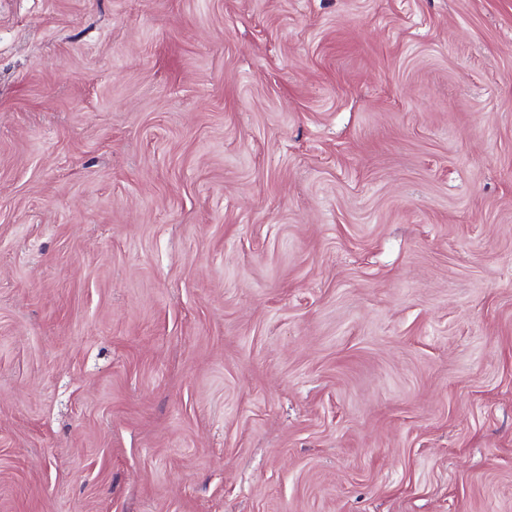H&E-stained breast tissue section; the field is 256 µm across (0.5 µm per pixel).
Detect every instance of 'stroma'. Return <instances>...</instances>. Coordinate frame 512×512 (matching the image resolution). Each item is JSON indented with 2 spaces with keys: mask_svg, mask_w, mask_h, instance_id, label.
<instances>
[{
  "mask_svg": "<svg viewBox=\"0 0 512 512\" xmlns=\"http://www.w3.org/2000/svg\"><path fill=\"white\" fill-rule=\"evenodd\" d=\"M0 512H512V0H0Z\"/></svg>",
  "mask_w": 512,
  "mask_h": 512,
  "instance_id": "35a3bbf8",
  "label": "stroma"
}]
</instances>
